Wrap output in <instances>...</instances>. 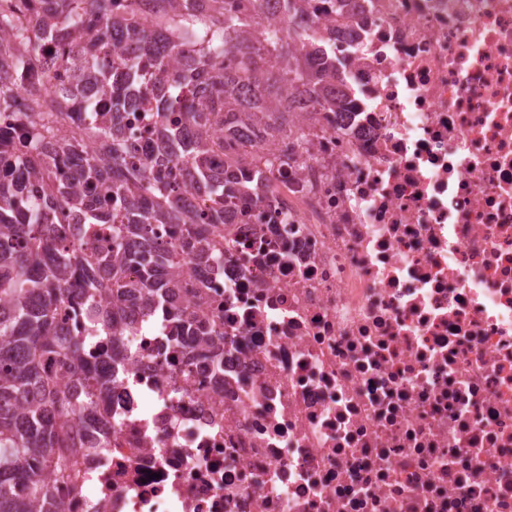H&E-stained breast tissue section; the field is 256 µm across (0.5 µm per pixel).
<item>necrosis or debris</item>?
Segmentation results:
<instances>
[{"instance_id": "4bbe7bcc", "label": "necrosis or debris", "mask_w": 512, "mask_h": 512, "mask_svg": "<svg viewBox=\"0 0 512 512\" xmlns=\"http://www.w3.org/2000/svg\"><path fill=\"white\" fill-rule=\"evenodd\" d=\"M250 37L284 9L227 0ZM350 88L241 145L267 188L184 249L176 303L205 351L137 301L98 361L110 446L56 482L63 512H512V0H308ZM152 98L112 115L158 160Z\"/></svg>"}]
</instances>
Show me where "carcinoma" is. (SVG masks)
I'll return each instance as SVG.
<instances>
[{
  "label": "carcinoma",
  "instance_id": "obj_1",
  "mask_svg": "<svg viewBox=\"0 0 512 512\" xmlns=\"http://www.w3.org/2000/svg\"><path fill=\"white\" fill-rule=\"evenodd\" d=\"M34 22L41 35L30 36L21 15L25 6L0 8V113L22 106L29 125L14 142L13 162L21 165L28 198L17 182L0 174V512H63L53 486L40 479L49 471L61 480L78 471L80 457L108 446L102 431L93 447L70 446L73 417L92 407L106 390L84 358L88 344L117 332L122 307L131 293L146 303L163 302L162 291L182 283L179 254L153 249L159 224L224 223V199L243 196V176L230 156L224 172L210 169L211 132L226 124V114H242L276 132L288 127L283 102L302 90V104L328 110L341 107L346 94L336 85L338 62L329 48L322 56L292 50V38L272 35L270 47L282 67L265 60L267 48L248 42L246 22L211 0L206 17L193 14L198 0H158L168 8L149 13L132 38L123 17L112 14L113 0H34ZM87 13L111 16L94 34L82 28ZM179 27L196 36L202 53L180 57L169 36ZM69 38L55 59L68 77L56 87V75L44 73L42 92L18 84L26 70L44 65L40 36ZM170 95L156 112L170 133L191 126L195 140L186 146L191 181L209 196L201 213L173 190L175 177L150 179L152 167L128 160L112 138L110 114L126 111L131 96ZM84 102L87 126L64 134L72 101ZM62 207L85 223L112 231V249L68 250L65 238L46 237ZM144 276L137 289L125 280L128 264ZM96 304L97 291H112V303L96 311L86 341L62 339L58 316L73 299V283ZM55 357L74 368V391L59 392L43 360Z\"/></svg>",
  "mask_w": 512,
  "mask_h": 512
}]
</instances>
